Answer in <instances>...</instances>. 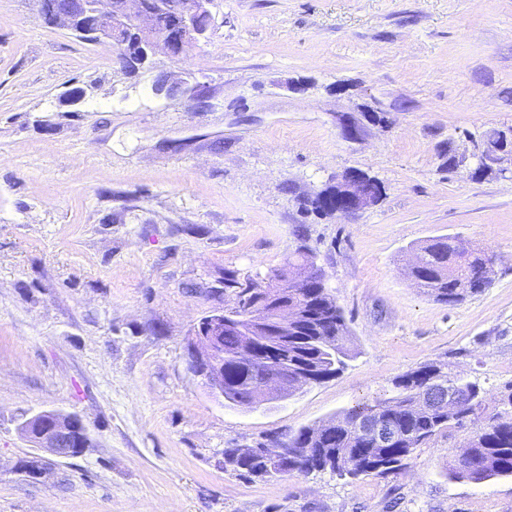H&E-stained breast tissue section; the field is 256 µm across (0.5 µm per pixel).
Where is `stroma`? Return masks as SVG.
<instances>
[{"instance_id": "obj_1", "label": "stroma", "mask_w": 512, "mask_h": 512, "mask_svg": "<svg viewBox=\"0 0 512 512\" xmlns=\"http://www.w3.org/2000/svg\"><path fill=\"white\" fill-rule=\"evenodd\" d=\"M0 0V512H512V477L448 478L452 427L387 476L246 479L224 451L392 394L431 362L512 417V178L448 169V150L512 127V0H214L177 61L135 76L109 47ZM188 73L200 104L154 95ZM386 112L360 141L341 114ZM358 169L385 187L356 215L304 198ZM304 228L355 337L336 376L257 409L190 370L224 272L266 275ZM460 238L497 256L492 285L448 306L404 272L412 245ZM77 414L90 446L38 453L21 415ZM41 456L43 477L17 468Z\"/></svg>"}]
</instances>
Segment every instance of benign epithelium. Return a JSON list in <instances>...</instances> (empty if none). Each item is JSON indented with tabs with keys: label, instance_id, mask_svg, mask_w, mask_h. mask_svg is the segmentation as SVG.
I'll use <instances>...</instances> for the list:
<instances>
[{
	"label": "benign epithelium",
	"instance_id": "benign-epithelium-1",
	"mask_svg": "<svg viewBox=\"0 0 512 512\" xmlns=\"http://www.w3.org/2000/svg\"><path fill=\"white\" fill-rule=\"evenodd\" d=\"M211 5L212 0H152L148 8L143 0H64L41 17L45 24L79 33L95 44L118 48L130 35L151 54H162L177 61L192 45L206 37L208 28L199 25V18L211 15ZM166 14L177 19L180 34L175 41L165 39L158 32L157 20ZM197 90L198 85L185 78L167 77L152 85L156 95L189 101L196 96ZM472 143L470 152L448 148L449 168L483 164L485 173H512V166H504L512 158V129L500 131L497 142L482 137ZM368 180L369 176L355 169L338 178L335 184L336 213L352 216L376 203L375 198L364 191ZM222 332L224 313L218 312L199 322L187 345L191 371L217 397L224 396V363L220 358ZM264 395L265 400L253 407L258 408L270 400L288 399V381L280 377L272 379ZM17 430L33 443V447L59 458L68 457L72 442L88 438L85 426L76 414L54 409L30 414Z\"/></svg>",
	"mask_w": 512,
	"mask_h": 512
}]
</instances>
